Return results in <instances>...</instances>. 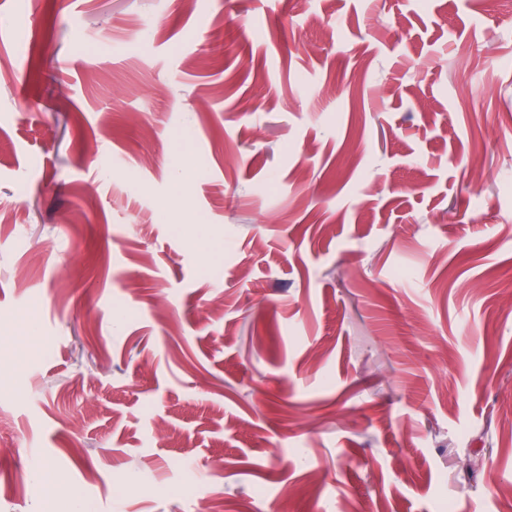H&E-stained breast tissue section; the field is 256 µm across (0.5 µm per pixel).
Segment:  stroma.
Wrapping results in <instances>:
<instances>
[{
  "mask_svg": "<svg viewBox=\"0 0 512 512\" xmlns=\"http://www.w3.org/2000/svg\"><path fill=\"white\" fill-rule=\"evenodd\" d=\"M0 512H512V0H0Z\"/></svg>",
  "mask_w": 512,
  "mask_h": 512,
  "instance_id": "obj_1",
  "label": "stroma"
}]
</instances>
